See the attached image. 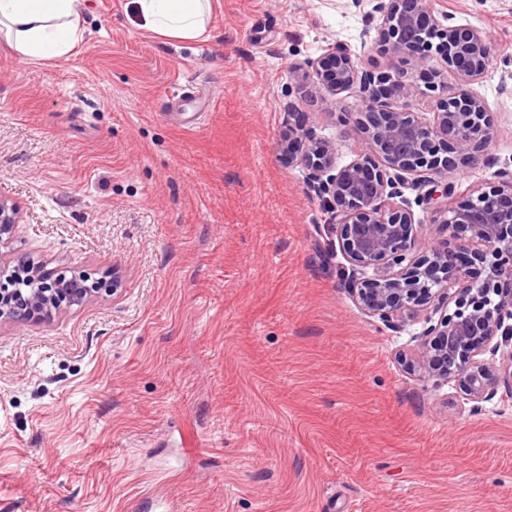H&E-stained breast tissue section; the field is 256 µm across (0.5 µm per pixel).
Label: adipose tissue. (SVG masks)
<instances>
[{"label": "adipose tissue", "instance_id": "1", "mask_svg": "<svg viewBox=\"0 0 512 512\" xmlns=\"http://www.w3.org/2000/svg\"><path fill=\"white\" fill-rule=\"evenodd\" d=\"M144 26L179 41L206 29L209 0H135ZM83 37L79 0H0V38L21 56L40 60L67 56Z\"/></svg>", "mask_w": 512, "mask_h": 512}]
</instances>
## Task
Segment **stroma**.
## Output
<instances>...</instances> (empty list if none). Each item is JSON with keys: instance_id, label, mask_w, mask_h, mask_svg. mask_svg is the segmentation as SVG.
I'll return each instance as SVG.
<instances>
[{"instance_id": "stroma-1", "label": "stroma", "mask_w": 512, "mask_h": 512, "mask_svg": "<svg viewBox=\"0 0 512 512\" xmlns=\"http://www.w3.org/2000/svg\"><path fill=\"white\" fill-rule=\"evenodd\" d=\"M376 0H210L207 30L147 31L132 0H82L51 60L0 42V197L14 246L101 291L48 323L0 328V512H512V396L403 370L411 330L343 288L329 215L277 144L289 107L347 164L335 108L294 67L361 48ZM477 28L470 85L494 126L455 200L512 172V0H430ZM122 274L113 296L110 275Z\"/></svg>"}]
</instances>
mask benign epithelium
I'll list each match as a JSON object with an SVG mask.
<instances>
[{
    "label": "benign epithelium",
    "mask_w": 512,
    "mask_h": 512,
    "mask_svg": "<svg viewBox=\"0 0 512 512\" xmlns=\"http://www.w3.org/2000/svg\"><path fill=\"white\" fill-rule=\"evenodd\" d=\"M375 10V43L404 66L365 69L338 45L294 68L325 92V104L340 90L353 91L364 119L333 116L344 133L361 134L366 150L338 166L335 142L290 105L277 151L304 171L329 210L350 266L349 297L398 331L422 325L412 337L416 349L400 353L406 373L435 390L455 384L460 412L473 415L501 388L512 396V172L448 205V174L460 161L474 163L494 135L484 103L468 89L486 71L490 48L477 29L443 25L427 0H378ZM421 77L434 92L452 89L430 119L409 110ZM411 173L418 174L412 184ZM409 185L424 190L421 203L439 216L428 238L398 201ZM21 221L18 206L0 199V326L50 320L100 292L77 267L67 277L33 253L11 250ZM475 265L484 278L471 276Z\"/></svg>",
    "instance_id": "obj_1"
}]
</instances>
